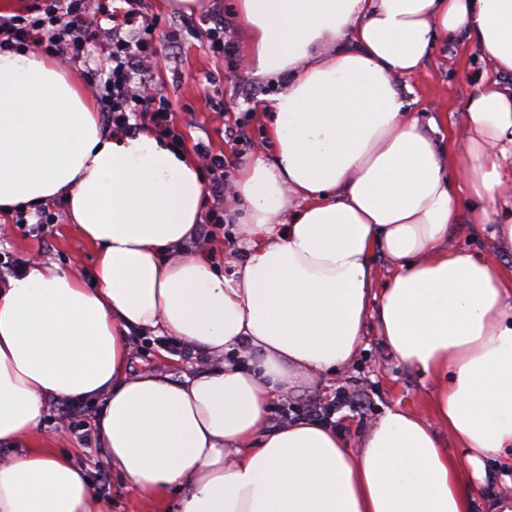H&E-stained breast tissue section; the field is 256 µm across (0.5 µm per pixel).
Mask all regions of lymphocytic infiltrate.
<instances>
[{"mask_svg": "<svg viewBox=\"0 0 512 512\" xmlns=\"http://www.w3.org/2000/svg\"><path fill=\"white\" fill-rule=\"evenodd\" d=\"M125 3L127 18L138 27L123 36L101 28V0H33L24 12L0 16V54L39 45L62 65L79 71L110 127L134 132L148 121L156 130L170 132L168 100L144 92L160 61L153 40L157 21L142 12L141 0ZM94 48L105 66L97 72L83 70Z\"/></svg>", "mask_w": 512, "mask_h": 512, "instance_id": "lymphocytic-infiltrate-1", "label": "lymphocytic infiltrate"}]
</instances>
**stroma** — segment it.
Here are the masks:
<instances>
[{
    "label": "stroma",
    "mask_w": 512,
    "mask_h": 512,
    "mask_svg": "<svg viewBox=\"0 0 512 512\" xmlns=\"http://www.w3.org/2000/svg\"><path fill=\"white\" fill-rule=\"evenodd\" d=\"M237 0H196L187 11L161 9L158 0H142L144 12L157 17L159 27L154 41L161 49V63L150 83L159 95L168 99L173 114V128L181 136L183 149L194 150L205 143L213 153L223 155L226 178L235 181L242 167L258 154H270L268 139L270 115L257 110L258 99H272L282 88L278 79L254 75L246 51V40L233 15ZM224 27L234 47L233 59L210 48L211 31ZM485 69L475 45L465 39L440 41L416 74L399 79L405 96L414 100L423 117H435L441 131L460 133L462 108L471 86ZM243 122L248 133L245 145H235L227 128ZM237 203L225 196L223 224L214 228L207 246L208 257L216 270L227 273L232 253L245 229L236 212ZM56 223L36 233L14 224L12 215H0V252L17 261L38 256L64 269L80 270L91 277L95 263L94 249L84 243L69 222L66 203H50ZM366 347L347 368L325 374L321 379L289 392L287 401L273 404L268 427H276L282 409H300L309 402L328 403L338 390L363 394L362 402L336 409L331 420L350 442H358L392 405L430 415L431 379L398 364L385 349L375 330H368ZM130 366L132 370L154 368L173 377L200 368L198 360L186 359L174 345H163L154 337L137 338ZM62 404L49 409L41 429L43 444L63 451L74 450L86 465L97 495L110 501L111 512H153L150 502L137 491L122 485L111 465L97 453L93 420L100 406L87 403L72 407L73 430L62 431Z\"/></svg>",
    "instance_id": "1"
}]
</instances>
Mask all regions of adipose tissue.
<instances>
[{
  "label": "adipose tissue",
  "mask_w": 512,
  "mask_h": 512,
  "mask_svg": "<svg viewBox=\"0 0 512 512\" xmlns=\"http://www.w3.org/2000/svg\"><path fill=\"white\" fill-rule=\"evenodd\" d=\"M236 19L256 74L284 88L272 156L235 182L248 238L228 274L182 252L195 156L104 132L57 65L0 54V209L64 198L96 250L92 281L36 258L0 285V512H107L86 467L37 441L58 401H102L100 452L159 510L472 512L485 460L512 463V271L448 246L465 216L512 256V0H237ZM461 36L490 73L457 149L396 79ZM370 317L400 364L439 379L431 409L463 455L398 406L355 444L307 418L267 428L277 396L354 360ZM148 334L206 368L131 372Z\"/></svg>",
  "instance_id": "1"
}]
</instances>
